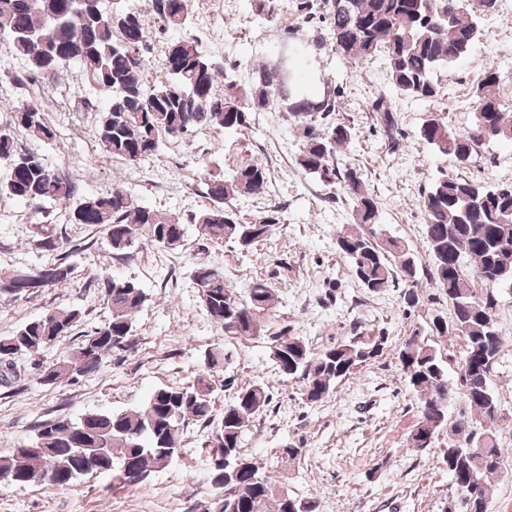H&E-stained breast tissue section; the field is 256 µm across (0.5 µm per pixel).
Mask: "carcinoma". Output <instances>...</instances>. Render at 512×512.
<instances>
[{"label":"carcinoma","instance_id":"carcinoma-1","mask_svg":"<svg viewBox=\"0 0 512 512\" xmlns=\"http://www.w3.org/2000/svg\"><path fill=\"white\" fill-rule=\"evenodd\" d=\"M74 0H0V43L24 58L34 76H57L77 64L91 79L110 90L112 99L98 112L93 130L100 145L128 165H137L159 152L163 142L203 128H222L240 134L249 130L255 112H275L277 88L288 87L297 72L282 60L252 70V83L241 87L224 64L203 53L192 36L171 42L162 57L164 77L149 79L148 21L168 30L189 26V0H146L144 9H126L121 0H84L82 13ZM296 13L304 22L326 24L331 43L348 63L360 64L383 57L388 80L403 97L434 102L439 97L438 71L467 62L480 47L482 20L495 13L485 0H298ZM61 58L46 66L42 37L52 23ZM224 90H219V82ZM296 100L302 106L289 112V124L299 138L295 158L305 175L331 183L341 178L353 204L354 223L336 233V250L349 264L361 287L377 293L399 273L410 284L405 302L414 305L420 270L448 297L451 321L432 319L430 330L464 342L461 359L466 380L459 385L474 415L448 427V386L444 360L424 338L414 335L395 351L406 386L419 403L418 422L411 432V447L422 452L448 431L443 459L457 488L473 487L469 512H488L486 479L501 469V448L493 432L500 410L488 385V375L503 344L495 321V290L512 288V184L484 185L442 171L421 195L426 217L424 233L428 267L398 238L376 232L378 206L368 192L360 170L348 165L336 175L334 160L353 136L352 127L328 118L339 111L340 96L317 98L299 82ZM499 72L487 61L483 77L473 89L474 121L453 130L438 110L428 113L418 137L435 155L460 165L459 157L490 143L512 145V108L498 94ZM376 123L394 139L397 121L391 102H372ZM14 125L51 140L55 131L41 106L29 102L16 107ZM0 161L8 165L0 181V196L27 205L46 200L72 204V223L101 229L112 249L122 251L136 242L173 249L184 242L185 225L175 215L136 205L127 192L115 188L100 197H77L76 185L46 166L35 153L17 150L11 130L0 129ZM265 166L242 159L230 173L205 179L210 205L190 217L198 235L210 241L233 242L244 251L270 236L283 217L267 210L253 224L243 223L226 202L265 192ZM57 278L46 282L45 266L0 276V298L19 299L43 288H62L74 266L49 263ZM191 277L199 288L200 304L210 319L231 338L253 337L274 308V288L259 278L243 290L224 283V273L207 264L194 266ZM100 287L111 310L105 324L84 336L69 358L40 369L38 380L52 386L65 379L99 370L120 342L132 344L137 314L146 294L131 279L106 275ZM78 309L49 311L0 337V383L15 379L12 357L36 355L70 335L81 321ZM271 351L279 372L302 380L303 396L317 402L328 396L336 380L378 356L380 347L356 341L312 352L301 339L282 329L272 337ZM224 349L205 351L202 368L187 384L154 390L144 403L122 412H91L77 420L59 417L40 423L29 440L31 453L20 447L0 456V476L6 483L25 486L43 474L45 484L64 487L97 472L119 475L131 463L136 479L145 481L158 471L159 461L180 448V430L190 421L212 428L214 462L211 484L223 495L218 512H268V500L280 499L279 512H316L317 504L299 500L273 485L261 467L241 450L242 436L252 419L271 401L269 387L255 381L241 387L224 403L221 417L214 414L213 374L224 367Z\"/></svg>","mask_w":512,"mask_h":512}]
</instances>
